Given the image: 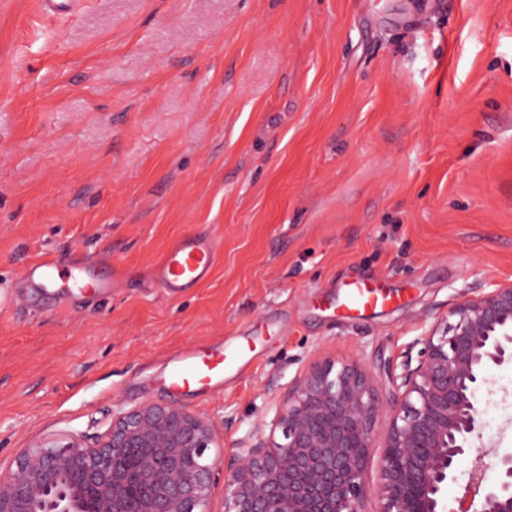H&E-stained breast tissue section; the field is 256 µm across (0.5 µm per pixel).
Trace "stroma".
I'll use <instances>...</instances> for the list:
<instances>
[{
    "label": "stroma",
    "mask_w": 512,
    "mask_h": 512,
    "mask_svg": "<svg viewBox=\"0 0 512 512\" xmlns=\"http://www.w3.org/2000/svg\"><path fill=\"white\" fill-rule=\"evenodd\" d=\"M192 235L213 268L168 294L153 268ZM47 256L111 295L23 285ZM368 275L393 303L337 316ZM505 281L512 0H0V472L144 402L210 419L229 458L326 353L389 398L417 338ZM231 337L221 390L164 388ZM489 377L480 445L511 451L512 365Z\"/></svg>",
    "instance_id": "1"
}]
</instances>
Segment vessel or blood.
Masks as SVG:
<instances>
[{"label":"vessel or blood","instance_id":"vessel-or-blood-1","mask_svg":"<svg viewBox=\"0 0 512 512\" xmlns=\"http://www.w3.org/2000/svg\"><path fill=\"white\" fill-rule=\"evenodd\" d=\"M214 249L204 238L194 237L179 241L170 247L154 270L155 280L168 291L176 293L204 281L213 266ZM59 275L53 261L41 260L24 268L23 281L35 285L54 282ZM343 302L338 307L342 316L363 314L389 302L381 283L354 280L345 285ZM239 349L234 343L206 348L185 349L170 360L163 381L174 393L189 392L196 396L207 395L223 383L224 374L238 361Z\"/></svg>","mask_w":512,"mask_h":512}]
</instances>
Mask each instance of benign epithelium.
I'll use <instances>...</instances> for the list:
<instances>
[{"label":"benign epithelium","mask_w":512,"mask_h":512,"mask_svg":"<svg viewBox=\"0 0 512 512\" xmlns=\"http://www.w3.org/2000/svg\"><path fill=\"white\" fill-rule=\"evenodd\" d=\"M391 375L392 401L376 396L356 358L325 356L289 385L269 435L240 440L224 464V512H512V453L498 485L484 483L490 449L475 448L478 394L494 366L512 364V281L455 304ZM388 413L377 480L365 460ZM211 422L174 404L121 411L92 445L41 438L0 474V512H209L217 462ZM471 459L459 509L444 489Z\"/></svg>","instance_id":"obj_1"}]
</instances>
